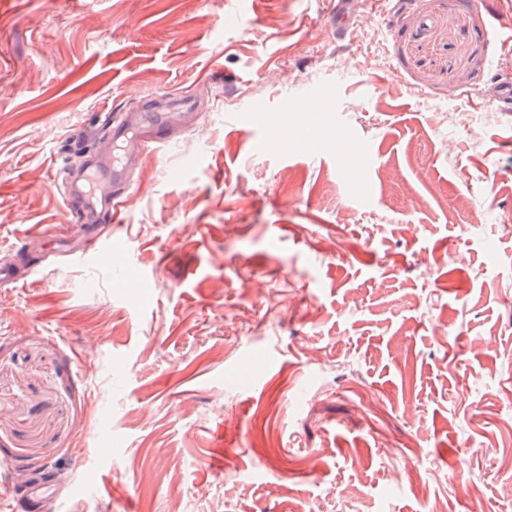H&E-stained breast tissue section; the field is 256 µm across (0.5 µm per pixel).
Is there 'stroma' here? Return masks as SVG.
Masks as SVG:
<instances>
[{
    "mask_svg": "<svg viewBox=\"0 0 512 512\" xmlns=\"http://www.w3.org/2000/svg\"><path fill=\"white\" fill-rule=\"evenodd\" d=\"M235 2L0 0V512H512V41L479 0ZM149 96L201 109L113 271L60 186Z\"/></svg>",
    "mask_w": 512,
    "mask_h": 512,
    "instance_id": "35a3bbf8",
    "label": "stroma"
}]
</instances>
